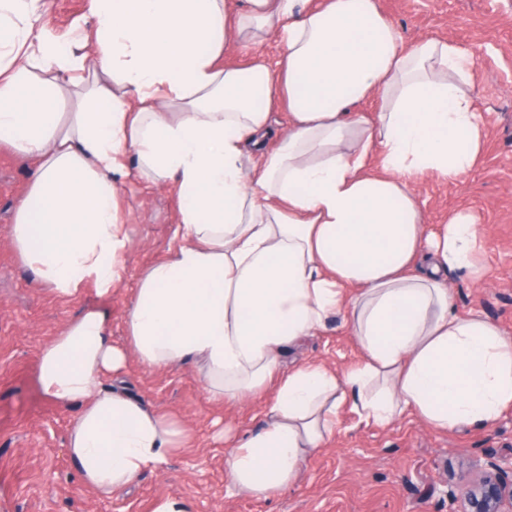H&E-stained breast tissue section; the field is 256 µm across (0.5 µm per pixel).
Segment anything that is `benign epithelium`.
I'll return each mask as SVG.
<instances>
[{
    "label": "benign epithelium",
    "mask_w": 512,
    "mask_h": 512,
    "mask_svg": "<svg viewBox=\"0 0 512 512\" xmlns=\"http://www.w3.org/2000/svg\"><path fill=\"white\" fill-rule=\"evenodd\" d=\"M486 466L477 483L448 491V512H512V455L493 458Z\"/></svg>",
    "instance_id": "benign-epithelium-1"
}]
</instances>
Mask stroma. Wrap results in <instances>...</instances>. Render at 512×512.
Masks as SVG:
<instances>
[{
  "label": "stroma",
  "mask_w": 512,
  "mask_h": 512,
  "mask_svg": "<svg viewBox=\"0 0 512 512\" xmlns=\"http://www.w3.org/2000/svg\"><path fill=\"white\" fill-rule=\"evenodd\" d=\"M404 45L433 37L475 50L469 93L483 121V145L460 180L425 178L418 197L431 228L449 212L480 218L484 272L474 285L448 274L459 314L480 313L512 336V0H378ZM34 160L0 145V512H154L168 499L186 512H448L449 489L476 475V459L512 455V410L489 428H429L406 412L376 425L343 408L335 435L305 463L298 481L263 499L234 490L226 476L222 428L244 434L262 424L264 399L234 408L208 402L198 370H152L129 361L128 392L189 425L187 448L109 496L84 487L65 451L71 412L41 395L36 367L42 348L86 308L94 292L61 297L43 287L14 249V206ZM129 214L131 249L124 283L102 303L112 312V339L124 341L125 314L140 271L164 260L174 244L179 201L171 190L138 181L120 192ZM361 352L343 315L291 351L290 364L321 362L344 370Z\"/></svg>",
  "instance_id": "obj_1"
}]
</instances>
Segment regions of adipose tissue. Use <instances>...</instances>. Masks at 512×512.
Returning <instances> with one entry per match:
<instances>
[{
  "instance_id": "obj_1",
  "label": "adipose tissue",
  "mask_w": 512,
  "mask_h": 512,
  "mask_svg": "<svg viewBox=\"0 0 512 512\" xmlns=\"http://www.w3.org/2000/svg\"><path fill=\"white\" fill-rule=\"evenodd\" d=\"M90 13L66 42L50 0H0V143L36 161L13 245L58 295L90 286L103 300L132 244L116 204L130 174L174 186L181 206L167 258L139 277L126 345L99 305L39 355L43 396L77 410L66 449L85 486L116 492L190 437L103 387L132 357L196 365L217 404L272 392L263 426L225 439L230 482L255 498L295 483L344 405L379 425L409 410L437 431L512 408V338L458 314L446 284L451 270L483 278L477 218L429 229L417 192L427 176L457 181L481 152L474 52L403 46L378 0H91ZM272 36L285 48L274 67L260 52ZM234 47L248 66L225 65ZM367 99L368 116L354 109ZM278 104L288 129L268 150ZM337 313L362 362L286 366Z\"/></svg>"
}]
</instances>
